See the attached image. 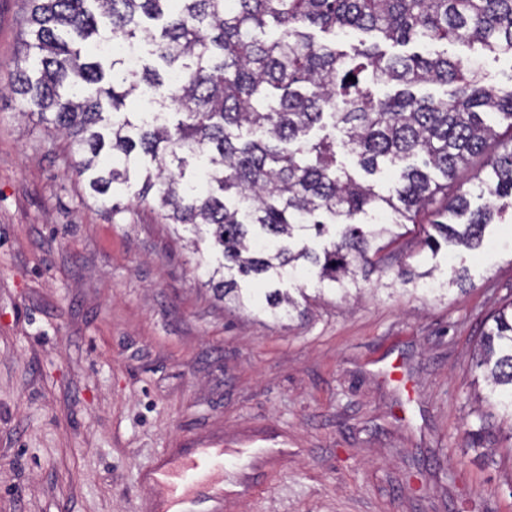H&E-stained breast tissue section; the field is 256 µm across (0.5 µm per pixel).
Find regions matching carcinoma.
<instances>
[{
	"mask_svg": "<svg viewBox=\"0 0 512 512\" xmlns=\"http://www.w3.org/2000/svg\"><path fill=\"white\" fill-rule=\"evenodd\" d=\"M29 2L26 55L10 85L22 113L67 134L76 172L113 212L131 195L210 239L221 262L207 284L220 301L290 317L299 303L289 291L244 295L237 278L280 282L308 263L321 281L356 286L355 268L372 264L371 242L388 226L432 208L429 250L443 242L477 249L512 207V84L492 86L478 69L431 50L454 42L511 57L512 0ZM349 30L417 50L388 57L365 40L336 48V35ZM106 39L152 46L163 69L103 52ZM428 83L451 90L443 98L412 91ZM377 84L400 90L376 97ZM147 91L160 121L129 111ZM491 115L508 121L507 134L486 122ZM326 118L332 133L309 139ZM338 150L369 176L397 169V185L376 191L337 165ZM478 156L498 207L471 209L457 184ZM376 211L386 222L363 231L357 218ZM329 224L343 230L322 252L292 250L295 233L321 236ZM226 270L235 276L224 278ZM492 321L477 367L512 422V301Z\"/></svg>",
	"mask_w": 512,
	"mask_h": 512,
	"instance_id": "cac0c4a2",
	"label": "carcinoma"
}]
</instances>
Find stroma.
<instances>
[{
	"instance_id": "35a3bbf8",
	"label": "stroma",
	"mask_w": 512,
	"mask_h": 512,
	"mask_svg": "<svg viewBox=\"0 0 512 512\" xmlns=\"http://www.w3.org/2000/svg\"><path fill=\"white\" fill-rule=\"evenodd\" d=\"M27 0H0V512H147L172 448L224 450L222 512H512V425L473 351L512 298V215L475 250L376 239L358 288L275 320L215 299L207 248L103 207L8 87ZM459 270L461 283L422 293Z\"/></svg>"
}]
</instances>
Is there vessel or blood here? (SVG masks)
<instances>
[{
  "label": "vessel or blood",
  "instance_id": "vessel-or-blood-1",
  "mask_svg": "<svg viewBox=\"0 0 512 512\" xmlns=\"http://www.w3.org/2000/svg\"><path fill=\"white\" fill-rule=\"evenodd\" d=\"M224 477V451L205 450L196 456L159 466L153 479L162 494L155 512H169L173 505L200 504L217 498Z\"/></svg>",
  "mask_w": 512,
  "mask_h": 512
}]
</instances>
